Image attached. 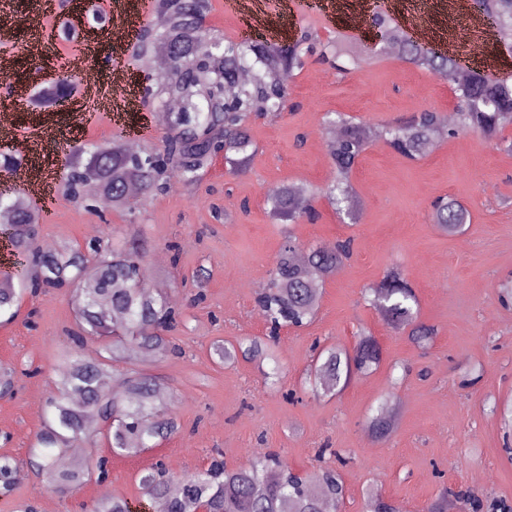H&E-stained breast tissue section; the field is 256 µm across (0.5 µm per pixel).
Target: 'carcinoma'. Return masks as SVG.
<instances>
[{
    "label": "carcinoma",
    "mask_w": 512,
    "mask_h": 512,
    "mask_svg": "<svg viewBox=\"0 0 512 512\" xmlns=\"http://www.w3.org/2000/svg\"><path fill=\"white\" fill-rule=\"evenodd\" d=\"M477 11L494 20L503 30L512 32V0H474ZM207 0H156L164 24L140 39L147 51L162 44L171 61L172 72L164 84L165 93L181 101V110L171 113V133L165 138L166 158L161 166L138 159L118 146L82 147L87 159H77L67 167L63 188L72 197L88 189L86 170L94 168L99 179L95 191L112 196V205L130 208L126 183L139 181L144 191L162 192L169 187L168 168L179 170L180 178L192 182L207 158L217 149L233 166L249 160L251 141L245 124L252 117H278L288 108V89L281 74L304 65L301 45L311 40L305 33L292 46L272 42L224 44L214 54L202 41L201 24ZM389 41L388 52L418 68L441 77L454 74L457 60L446 54H433L415 41L390 17L380 21ZM326 50L336 59V69L347 73L359 65L352 54L349 37L338 34ZM247 70L250 80L238 87L231 99L224 98V85L237 82ZM328 155L336 171L329 195L339 211L352 215L354 206L350 174L369 142L365 126L341 114L327 118ZM512 126V84L502 83L483 72H473L459 87V108L454 131L450 135L474 133L498 146L512 140L505 131ZM444 128L437 112L422 111L389 130L387 144L398 154L413 159L424 153L427 143ZM298 188L284 184L268 198L273 214L290 222L308 216L310 208L296 206ZM433 222L453 236L470 220L468 209L452 197L436 201ZM0 223L13 229L11 243L26 256L32 272L25 288H70L79 336L78 344L91 340L101 347L100 358L86 359L75 347L65 350L66 368L57 394L50 398L51 420L36 435L31 448L30 465L46 471L52 489L64 492L79 488L92 471L108 477V460L87 457L58 469L56 460L76 444L93 446L97 424L110 421V450L118 456H137L153 447V440L173 434L179 428L175 404L155 377L135 372L122 378L124 395L108 394L114 364H148L179 348L171 333L181 321V312L168 299L167 292L151 290L141 282L138 270L142 246L135 238L109 245L101 241L86 254L79 248L45 251L37 245L33 225L27 221L25 207L18 201H0ZM350 238L330 251L305 248L295 239L284 241L270 273L269 283L256 303L266 323L301 328L315 316L319 301V283L336 273V268L352 253ZM24 288L9 278L0 280V313L19 304ZM372 306L394 331H406L416 343L434 336V328L417 322V302L402 270L390 267L383 279L366 287ZM215 352L224 361L237 355L273 362L260 370L268 384L280 381L281 367L268 345L242 339L235 345H217ZM382 349L366 328L358 331L353 350L326 347L311 365L312 390L332 397L348 386L353 376L378 364ZM369 428L378 438L389 436L395 423L387 407L379 408ZM21 478L16 460L0 455V495L7 497ZM144 495L164 504L165 512H336V503L344 500L346 489L334 468L300 472L275 454L252 459L248 464L229 468L221 455L213 456L207 467L188 475L175 476L155 465L141 477ZM469 512H512L507 502L489 500L474 493H461ZM129 504L116 497L94 501L89 512H129ZM367 512H398V506L379 492L368 495Z\"/></svg>",
    "instance_id": "carcinoma-1"
}]
</instances>
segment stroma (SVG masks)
Instances as JSON below:
<instances>
[{
    "mask_svg": "<svg viewBox=\"0 0 512 512\" xmlns=\"http://www.w3.org/2000/svg\"><path fill=\"white\" fill-rule=\"evenodd\" d=\"M287 2L288 21L275 30L279 39L288 44L309 31L318 41L304 67L288 77V111L248 120L255 151L244 168H231L216 154L194 185L176 180L169 191L140 193L130 211L103 210L62 194L35 227L38 243L57 248L132 235L144 241L146 285L164 287L183 313L174 333L179 353L149 368L176 398L178 431L135 457L111 455L97 442L90 453L108 457L106 482L92 479L65 494L49 488L45 475L26 462L49 417L47 402L56 392L75 314L64 291L26 296L12 319L0 316V365L14 371L13 394L0 396V434L10 436L0 442V454L23 466L13 494L0 498V512H15L24 501L35 502L40 512H83L104 496L137 506L145 501L140 477L156 461L173 474H191L214 453L232 468L247 463L257 448L306 471L343 456L346 512H365L371 489L404 512H426L446 492L512 503V453L503 421L512 412V302H503L500 292L512 278V152L469 133L441 139L411 161L371 139L350 176L359 215L352 221L339 214L324 194L333 170L325 116L344 113L375 131L423 110L454 111L456 85L387 53L362 55L358 69L338 73L320 51L339 33L363 38L350 24V0H336L330 20L302 8L300 0ZM10 16L8 30H0V65L14 70L21 89L40 94L70 50L57 35L63 19L43 15L42 0H13ZM118 57L127 62V85L158 91L126 115L139 128L140 148L153 149L168 133L148 122L170 102L161 91L165 74L146 68L135 44L104 37L88 63L106 89L115 85ZM13 122L60 135L41 159L45 169L60 173L70 159L63 136L105 146L127 138L108 121L79 127L71 113L53 108L14 113ZM286 183L312 191L314 220L292 225L272 214L267 199ZM445 196L470 211L461 234L448 235L431 219L433 202ZM289 235L316 248L349 237L354 251L324 283L314 320L284 329L274 343L283 373L279 385L268 387L256 362H219L213 344L265 340L267 325L255 298ZM173 243L180 246L174 259L168 255ZM394 265L416 293L420 321L436 331L426 346L388 328L362 296ZM199 289L204 299L192 302ZM363 327L382 347L379 367L355 376L334 397L314 396L305 387L314 345L353 348ZM382 402L396 427L378 440L367 419Z\"/></svg>",
    "mask_w": 512,
    "mask_h": 512,
    "instance_id": "stroma-1",
    "label": "stroma"
}]
</instances>
